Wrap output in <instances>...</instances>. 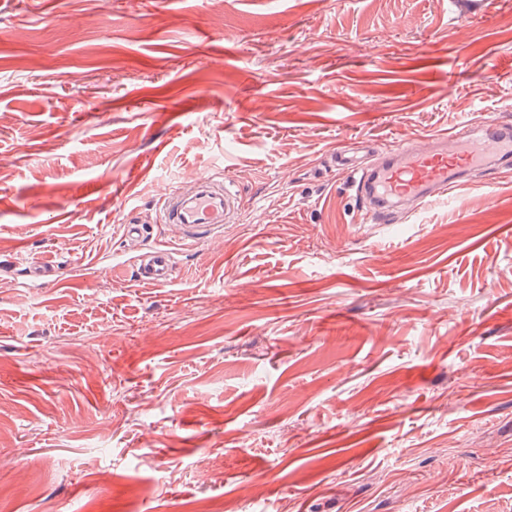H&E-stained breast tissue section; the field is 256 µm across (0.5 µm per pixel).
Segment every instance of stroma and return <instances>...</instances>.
<instances>
[{
  "label": "stroma",
  "instance_id": "1",
  "mask_svg": "<svg viewBox=\"0 0 512 512\" xmlns=\"http://www.w3.org/2000/svg\"><path fill=\"white\" fill-rule=\"evenodd\" d=\"M490 118L512 0H0V512H512V175L374 224L327 162ZM191 184L189 192L179 184L168 187L158 203V217L160 224L180 225L182 240L199 242L234 223L243 199L227 176H198ZM135 273L140 282L165 286L177 278L178 262L171 250L156 248L139 260Z\"/></svg>",
  "mask_w": 512,
  "mask_h": 512
}]
</instances>
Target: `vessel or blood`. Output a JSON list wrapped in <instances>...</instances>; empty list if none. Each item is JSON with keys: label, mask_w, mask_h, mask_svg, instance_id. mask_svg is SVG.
Wrapping results in <instances>:
<instances>
[{"label": "vessel or blood", "mask_w": 512, "mask_h": 512, "mask_svg": "<svg viewBox=\"0 0 512 512\" xmlns=\"http://www.w3.org/2000/svg\"><path fill=\"white\" fill-rule=\"evenodd\" d=\"M482 167L512 172V131L493 122L473 126L464 121L424 145L414 138L391 145L384 160L358 169L355 188L371 221L388 224L397 211L453 200L463 184L462 172ZM242 204L228 177L198 176L191 190L167 188L158 217L160 223L180 225L182 240L199 242L234 223ZM135 273L140 282L165 286L177 278L178 262L171 250L157 248L139 260Z\"/></svg>", "instance_id": "1"}]
</instances>
